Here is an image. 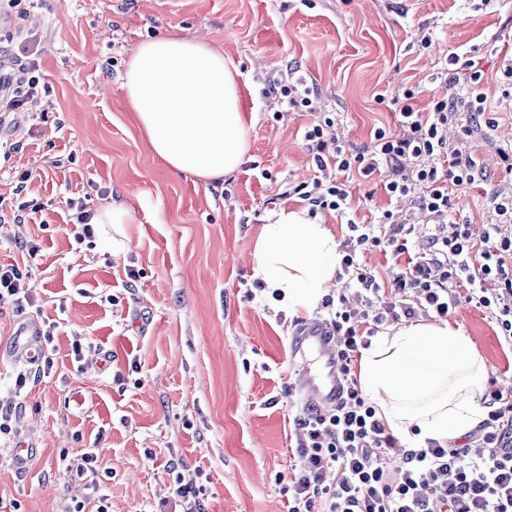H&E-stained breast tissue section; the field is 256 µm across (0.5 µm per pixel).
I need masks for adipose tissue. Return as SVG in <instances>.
Returning a JSON list of instances; mask_svg holds the SVG:
<instances>
[{
	"mask_svg": "<svg viewBox=\"0 0 512 512\" xmlns=\"http://www.w3.org/2000/svg\"><path fill=\"white\" fill-rule=\"evenodd\" d=\"M122 89L154 152L173 170L218 180L248 149L249 125L234 72L197 38L166 35L139 43ZM254 271L290 315L314 309L336 285L335 236L304 211L279 212L252 248ZM363 389L392 434L408 447L446 442L479 425L483 366L451 323L389 327L364 349Z\"/></svg>",
	"mask_w": 512,
	"mask_h": 512,
	"instance_id": "adipose-tissue-1",
	"label": "adipose tissue"
}]
</instances>
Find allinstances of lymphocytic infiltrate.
Instances as JSON below:
<instances>
[{
    "label": "lymphocytic infiltrate",
    "mask_w": 512,
    "mask_h": 512,
    "mask_svg": "<svg viewBox=\"0 0 512 512\" xmlns=\"http://www.w3.org/2000/svg\"><path fill=\"white\" fill-rule=\"evenodd\" d=\"M458 61V54L449 53L447 99L427 112L399 103L398 133L375 131L364 151H347L328 118L305 133L318 175L293 192L308 204L309 215L336 212L349 231L340 265L351 290L329 294L322 302L338 336V366L347 391L332 412H305L294 419L288 512H512V390L491 392L487 417L465 444L428 441L405 452L403 464L392 470L387 461L395 437L355 373V359L369 344L364 326L420 312L444 318L462 302L489 311L512 342V225H487L476 238L468 222L451 213L452 189L480 183L482 172L472 156L450 144L448 122L462 103L473 119L493 124L485 116L480 70L460 73ZM47 89L36 65L28 64L15 77L11 93L0 96V123L10 113L27 111ZM352 169L366 179L387 170L389 197L416 195V223L398 221L388 210L374 224L352 219L349 188L334 177ZM419 223L428 228L421 244L414 239ZM376 247L405 260L388 290L361 262L363 252ZM388 292L393 295L389 301L384 298Z\"/></svg>",
    "instance_id": "obj_1"
}]
</instances>
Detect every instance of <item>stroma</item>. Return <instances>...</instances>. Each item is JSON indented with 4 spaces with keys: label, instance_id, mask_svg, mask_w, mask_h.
I'll return each mask as SVG.
<instances>
[{
    "label": "stroma",
    "instance_id": "35a3bbf8",
    "mask_svg": "<svg viewBox=\"0 0 512 512\" xmlns=\"http://www.w3.org/2000/svg\"><path fill=\"white\" fill-rule=\"evenodd\" d=\"M11 25V55L36 63L49 93L40 111L0 128L21 145L0 171V266H18L29 284L25 312L0 303V396L19 404L21 437L37 444L26 473L0 467V506L60 512L75 497L95 512L60 456L96 448L111 512H155L180 473L197 474L207 512H287L303 372L289 339L327 313L318 306L297 319L266 293L248 296L244 244L281 209L303 208L287 190L316 174L308 128L332 118L357 148L376 129L396 131L393 97L413 91L422 110L447 98L452 50L478 66L495 120L465 140L470 113L448 127L485 176L453 192L452 207L470 226L499 223L492 195L512 187L499 158L512 147V0H40ZM167 34L202 37L237 70L249 146L222 179L168 167L124 100L132 48ZM292 74L314 89L317 111L291 110L274 93ZM79 197L94 210L124 203L133 221L77 242L68 201ZM23 202L26 219L14 223ZM352 204L363 224L385 209L416 211L413 198H389L378 175L353 185ZM23 239L36 256L21 251ZM31 318L57 325L53 367L18 394L8 349ZM448 320L481 358L485 392L512 382V344L488 311L463 303ZM77 341L92 347L80 364ZM172 458L181 472L169 471Z\"/></svg>",
    "mask_w": 512,
    "mask_h": 512
}]
</instances>
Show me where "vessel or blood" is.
<instances>
[{
    "mask_svg": "<svg viewBox=\"0 0 512 512\" xmlns=\"http://www.w3.org/2000/svg\"><path fill=\"white\" fill-rule=\"evenodd\" d=\"M37 326L22 323L13 341V354L32 361L37 353ZM290 354L293 359L310 364L302 389L304 406L312 411L336 408L342 401L344 379L337 363L336 338L322 321L303 324L291 336Z\"/></svg>",
    "mask_w": 512,
    "mask_h": 512,
    "instance_id": "1",
    "label": "vessel or blood"
}]
</instances>
